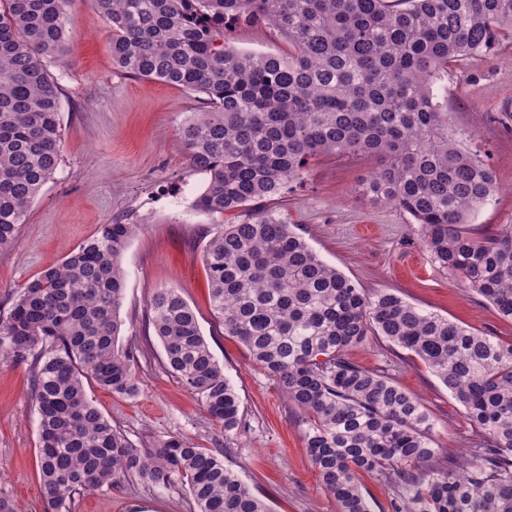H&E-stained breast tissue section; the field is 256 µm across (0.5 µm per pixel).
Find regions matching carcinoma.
Wrapping results in <instances>:
<instances>
[{"label": "carcinoma", "instance_id": "cac0c4a2", "mask_svg": "<svg viewBox=\"0 0 512 512\" xmlns=\"http://www.w3.org/2000/svg\"><path fill=\"white\" fill-rule=\"evenodd\" d=\"M112 61L134 75L206 96L179 134L206 175L196 209L245 213L206 232L213 316L240 340L304 417V442L338 512H371L365 473L392 490L389 512H512V343L369 295L325 263L291 225L258 207L302 179L320 155L377 157L366 186L419 225L435 263L512 319V227L465 229L496 192L492 171L455 139L435 92L448 65L512 40V0H96ZM71 0H0V250L61 162L59 88L47 62L69 52ZM266 21L286 55L243 54L224 27ZM132 224L95 236L43 270L0 322V356L31 361L43 512L128 480L180 482L196 512H272L219 450L178 437L139 448L88 389L133 396L120 345L122 254ZM165 361L224 437L241 428L239 397L176 288L149 301ZM371 336L408 351L448 388L477 429L470 454L434 465V424L385 368L348 351Z\"/></svg>", "mask_w": 512, "mask_h": 512}]
</instances>
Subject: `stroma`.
<instances>
[{"instance_id":"stroma-1","label":"stroma","mask_w":512,"mask_h":512,"mask_svg":"<svg viewBox=\"0 0 512 512\" xmlns=\"http://www.w3.org/2000/svg\"><path fill=\"white\" fill-rule=\"evenodd\" d=\"M68 28L70 52L48 63L59 88L62 159L14 246L0 251V319L21 288L95 236L100 225H136L121 260L120 341L135 353L139 391L127 397L95 386V405L137 446L177 435L202 448L223 449L225 465L273 512H337L305 448L300 413L211 312L203 232L237 217L195 209L206 177L189 167L178 134L179 123L206 111V102L183 88L120 70L95 0H72ZM224 38L244 53L288 51L287 39L264 23L227 28ZM444 87L457 140L483 160L499 187L467 226L481 239L512 225V41L452 63ZM374 166L371 159L319 158L302 182L265 208L296 225L322 260L366 293L394 291L423 310L512 342V321L434 263L407 213L362 194ZM169 287L195 310L239 395L243 425L237 437L225 438L165 363L148 304L156 289ZM348 355L365 367L391 366L398 384L430 413L440 459L469 451L475 428L416 357L375 336ZM37 438L29 366L0 359V495L12 500L15 512H43ZM70 512H195V506L184 485L136 482L77 494Z\"/></svg>"}]
</instances>
